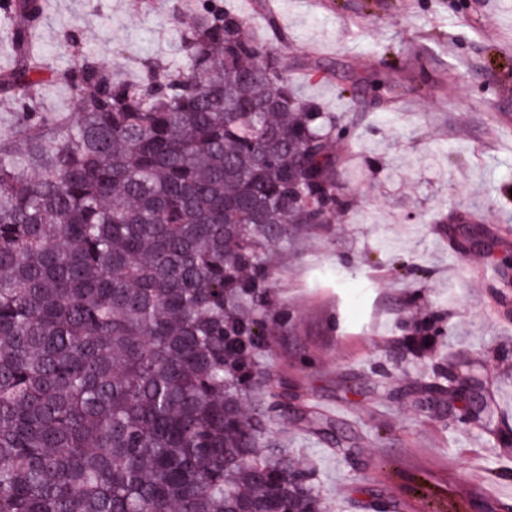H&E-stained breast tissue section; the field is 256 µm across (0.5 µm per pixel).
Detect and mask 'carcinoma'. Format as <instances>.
<instances>
[{
  "label": "carcinoma",
  "mask_w": 512,
  "mask_h": 512,
  "mask_svg": "<svg viewBox=\"0 0 512 512\" xmlns=\"http://www.w3.org/2000/svg\"><path fill=\"white\" fill-rule=\"evenodd\" d=\"M0 98V512H327L273 430L337 443L267 383L270 255L352 198L333 112L302 100L272 50L214 0H175L182 67L115 79L97 55L54 73L78 116L34 111L46 0H6ZM479 373L440 363L424 408L494 410Z\"/></svg>",
  "instance_id": "obj_1"
}]
</instances>
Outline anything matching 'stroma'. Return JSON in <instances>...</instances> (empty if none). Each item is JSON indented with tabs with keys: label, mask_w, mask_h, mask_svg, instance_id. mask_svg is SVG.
Segmentation results:
<instances>
[{
	"label": "stroma",
	"mask_w": 512,
	"mask_h": 512,
	"mask_svg": "<svg viewBox=\"0 0 512 512\" xmlns=\"http://www.w3.org/2000/svg\"><path fill=\"white\" fill-rule=\"evenodd\" d=\"M222 2L284 58L302 98L350 128L333 149L353 205L278 248L289 318L266 362L352 450L299 423L283 430L289 447L330 512H512V288L498 272L512 253V0ZM171 6L49 0L40 48L51 69L91 52L134 81L146 60L185 62ZM50 71L38 109L75 114ZM372 80L395 95L364 97ZM423 325L439 345L403 356ZM445 356L480 371L500 437L420 412L424 376Z\"/></svg>",
	"instance_id": "stroma-1"
}]
</instances>
